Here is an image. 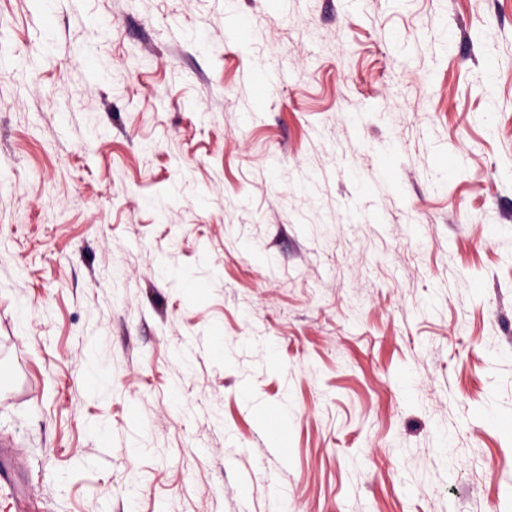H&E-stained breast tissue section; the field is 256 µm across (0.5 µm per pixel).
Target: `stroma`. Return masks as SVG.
Masks as SVG:
<instances>
[{
    "label": "stroma",
    "instance_id": "35a3bbf8",
    "mask_svg": "<svg viewBox=\"0 0 512 512\" xmlns=\"http://www.w3.org/2000/svg\"><path fill=\"white\" fill-rule=\"evenodd\" d=\"M0 50L35 512H512V0H0ZM283 409L279 406H270L267 409L266 423L268 424L267 439L273 451L282 460L287 461L291 456L288 446V433L280 426Z\"/></svg>",
    "mask_w": 512,
    "mask_h": 512
}]
</instances>
